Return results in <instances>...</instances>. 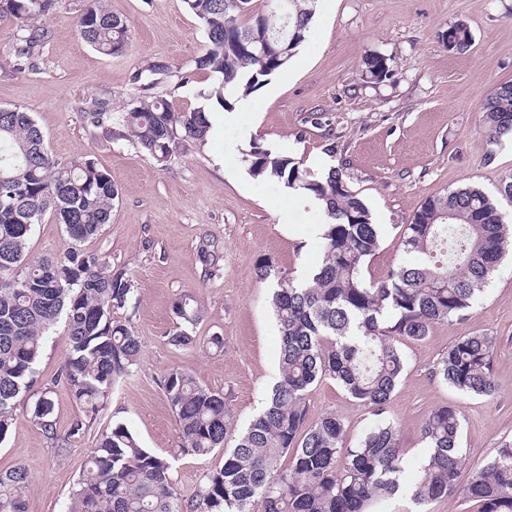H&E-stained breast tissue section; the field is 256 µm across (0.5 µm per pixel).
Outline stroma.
<instances>
[{"instance_id":"obj_1","label":"stroma","mask_w":512,"mask_h":512,"mask_svg":"<svg viewBox=\"0 0 512 512\" xmlns=\"http://www.w3.org/2000/svg\"><path fill=\"white\" fill-rule=\"evenodd\" d=\"M81 4L59 0L46 22L50 36L37 68L25 72L14 68L17 24L0 14V106L29 112L59 161L92 156L121 186L110 224L84 248L125 268L132 307L116 317L138 336L141 357L82 439L51 441L18 412L0 441V469L28 467L27 512H68L91 449L102 432L118 424L142 447L171 460L182 498L195 496L204 475L220 468L224 456L180 449L162 375L177 368L223 393L229 409L225 444L233 446L281 377L272 284L256 280L254 266L269 257L282 274L300 279L320 261L311 230L324 221L321 209L301 192L249 174L247 149L233 119L225 120L221 135L181 149L163 168L113 136L110 127L88 122L87 102L104 100L121 112L135 93L134 73L157 58L195 71L192 89L171 97L175 109L206 105L214 77L194 68L206 50V34L183 0H106L132 33L119 56L100 54L80 38L75 20ZM458 22L473 35L464 54L441 42L442 32ZM371 53L389 58L390 79L362 80L358 64ZM509 80L512 0H317L310 32L288 68L248 98L252 139L307 163L320 159L343 166L381 229V246L365 270L373 279L403 260L402 226L426 197L466 184L493 193L512 175V141H490L480 112L494 85ZM312 112L324 113L322 125L308 122ZM330 135L336 141L332 158L323 153ZM69 246L64 226L50 214L29 241L35 258L62 255ZM206 248L215 265L204 262ZM186 292L203 314L192 329L200 342L179 349L169 345L167 334L178 322L173 305ZM475 332L497 340L498 391L492 397L461 394L435 374L456 340ZM215 333L223 335V349L207 346ZM66 336L62 321L47 336L38 385L53 383L65 361ZM402 350L406 372L383 417L400 429L403 490L374 512H417L405 488L426 453L420 426L433 409L451 406L462 415L463 475L512 439V259L502 262L468 316L434 325L425 341L405 343ZM306 403L310 420L332 413L343 422L348 448L378 419L331 379L313 386Z\"/></svg>"}]
</instances>
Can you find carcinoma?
I'll return each mask as SVG.
<instances>
[{"mask_svg":"<svg viewBox=\"0 0 512 512\" xmlns=\"http://www.w3.org/2000/svg\"><path fill=\"white\" fill-rule=\"evenodd\" d=\"M84 2L76 16L81 38L101 54H124L131 40L126 22L112 14L106 0ZM252 2L184 0L207 38L195 67L214 74L217 84L208 98L225 111L233 108L229 98L252 94L288 67L309 33L317 0H287L285 12L274 7V0H267L270 10L256 12ZM56 3L4 0L0 5L19 27L13 46L16 69H36L48 31L35 21L50 17ZM452 28L450 51H468L470 29L462 22ZM264 37L276 39L272 49L261 47ZM359 72L372 83L392 76L389 58L380 54L362 57ZM192 83V73L160 60L133 76L140 90L162 84L173 94ZM480 110L490 138H512V81L496 84ZM87 119L95 127L117 126V135L161 166L186 143L204 141L210 128L205 108L177 112L161 95L137 97L117 115L98 106ZM247 161L252 177L300 190L324 212L322 260L308 278L276 276L269 257L254 269L256 280H276L272 308L280 333L281 379L235 446L226 448L224 394L179 369L167 371L161 386L181 447L199 456L222 451L223 465L204 476L195 498L184 500L170 463L118 424L92 448L68 512H254L257 504L261 512H371L400 490L404 458L398 427L381 420L356 447L345 448L344 424L336 415L308 423L307 393L330 378L382 415L406 370L400 344L425 340L434 325L473 307L512 251V225L478 187L431 195L403 225V261L369 281L364 270L380 248V230L342 168L330 165L318 175L301 160L258 144ZM120 194L95 159L56 160L30 113L0 107V440L23 396L30 419L49 439H58L53 388L33 393L31 387L43 337L60 318L68 328L67 356L54 384H63L84 407L66 439L85 436L105 410L116 380L139 362L138 336L114 318L131 302L126 271L78 248L111 222ZM49 212L65 225L72 247L59 257L32 258L29 240ZM174 311L181 322L168 333V343L178 348L196 343L188 332L200 319L194 297L180 296ZM494 355V337L469 333L448 349L436 374L460 393L490 397L497 390ZM420 432L428 451L419 478L408 488L415 501L428 503L460 489L479 504V512H512V441L502 443L461 488L459 411L450 406L433 410ZM288 453L290 464L283 470L279 461ZM29 480L22 464L0 471V512H26L23 490Z\"/></svg>","mask_w":512,"mask_h":512,"instance_id":"carcinoma-1","label":"carcinoma"}]
</instances>
